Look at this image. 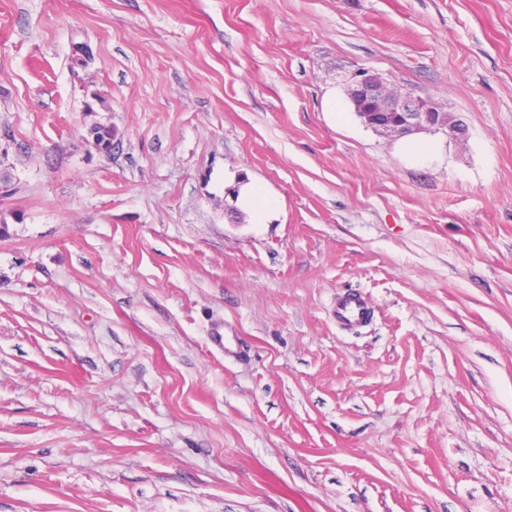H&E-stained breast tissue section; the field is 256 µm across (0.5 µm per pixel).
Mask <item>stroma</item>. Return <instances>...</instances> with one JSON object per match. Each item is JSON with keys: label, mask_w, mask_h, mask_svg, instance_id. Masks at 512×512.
Returning a JSON list of instances; mask_svg holds the SVG:
<instances>
[{"label": "stroma", "mask_w": 512, "mask_h": 512, "mask_svg": "<svg viewBox=\"0 0 512 512\" xmlns=\"http://www.w3.org/2000/svg\"><path fill=\"white\" fill-rule=\"evenodd\" d=\"M0 512H512V0H0ZM350 85L364 104L373 106L368 120L387 135L403 137L429 128H448L457 138L464 133L462 124L454 120L451 113L430 112L423 106L421 97L410 90L390 88L369 71L354 73ZM238 200L242 208L252 213L257 224H264L277 206L276 200L269 196L262 186L257 183L242 185ZM367 314L366 303L357 293H346L333 306V315L342 327L351 328L362 324Z\"/></svg>", "instance_id": "1"}]
</instances>
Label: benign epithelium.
<instances>
[{
  "instance_id": "7a95c632",
  "label": "benign epithelium",
  "mask_w": 512,
  "mask_h": 512,
  "mask_svg": "<svg viewBox=\"0 0 512 512\" xmlns=\"http://www.w3.org/2000/svg\"><path fill=\"white\" fill-rule=\"evenodd\" d=\"M350 85L364 103L371 105L368 119L387 135L403 137L429 128H447L457 137L464 133L451 113L429 111L412 91L390 88L368 71L354 73Z\"/></svg>"
}]
</instances>
